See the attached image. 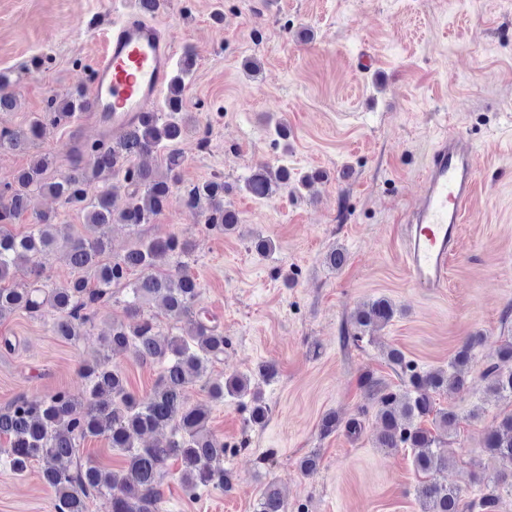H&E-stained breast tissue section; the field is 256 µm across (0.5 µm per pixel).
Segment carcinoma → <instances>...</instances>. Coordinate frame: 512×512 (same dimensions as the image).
Returning a JSON list of instances; mask_svg holds the SVG:
<instances>
[{
  "label": "carcinoma",
  "instance_id": "1",
  "mask_svg": "<svg viewBox=\"0 0 512 512\" xmlns=\"http://www.w3.org/2000/svg\"><path fill=\"white\" fill-rule=\"evenodd\" d=\"M196 54L187 48L170 77L168 94L158 112L143 113L141 120L108 145L96 140L75 149L70 167L56 181L46 173L55 166V156L36 150L44 125L72 123L88 111L90 101L78 88L65 100L51 101L48 110L34 116L24 127L0 129V153L33 151L28 167L14 183L0 188V283L25 271L29 286H0V320L17 310L36 313L46 306L56 313L55 335L75 343L83 328L112 299V287L125 288L124 308L128 321L114 322L102 337V350L79 365L86 390L81 398L65 390L48 397L23 395L0 411V468L15 475L25 474L34 463L41 464L40 477L54 493L53 512H88L87 499L103 495L111 512H160L163 498L161 479L166 463L179 465L183 490L225 489L230 472L224 468V441L213 434L208 422L211 404L225 398H249L248 424L263 425L269 407L250 376L234 373L208 380L207 399L190 403L187 392L196 385L207 367L224 356V333L197 311L200 288L181 258L191 244L176 235L165 239H142L115 259L105 258L106 239L94 229L103 224H124L135 230L149 224L168 206L181 184L184 156L177 149L186 131L182 116L185 79L193 72ZM19 80L13 70H0V112L17 106L13 91ZM163 155V169L136 164L134 160ZM120 177L133 186L126 204L116 209L112 184ZM318 177L311 173L292 177L288 166L275 169L261 165L244 179L243 188L256 199H265L281 187L294 191L310 189ZM234 186L221 177L184 188V206L203 220L207 230L224 235L238 225L236 212L225 201ZM48 193L62 207L83 214L85 232L75 234L60 221L58 213L39 211L36 196ZM34 224L17 235L10 224L26 212ZM62 250L70 266L80 275L57 288L45 287L47 262ZM93 271V277L82 275ZM159 302L168 317L180 324L178 333L163 334L145 306ZM394 305L376 299L360 311L354 330L343 342L354 344L365 335L382 329L394 318ZM483 336L474 334L456 349L448 367L419 370L395 347L385 352L390 368L401 384L394 389L370 371L359 377L361 387L372 396L377 433L375 445L385 451L410 448L421 477L416 496L423 512H463L461 489L441 480L448 471L446 437L456 430L458 416L435 409L434 395L463 387ZM130 352L142 362L159 366V376L146 396L128 387L124 371L111 357ZM486 392L512 400V336L499 346L497 361L481 372ZM432 418L435 430L421 425ZM170 428L163 443L141 445L137 439L159 428ZM103 437L110 448L125 459L119 470L106 469L88 460L78 461L80 442ZM484 448L503 468L484 484L483 493L467 504L468 512H498L502 495H512V412L503 414L484 435ZM254 512H286L280 487L268 483L254 505Z\"/></svg>",
  "mask_w": 512,
  "mask_h": 512
}]
</instances>
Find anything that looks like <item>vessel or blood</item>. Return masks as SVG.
Listing matches in <instances>:
<instances>
[{
    "instance_id": "obj_1",
    "label": "vessel or blood",
    "mask_w": 512,
    "mask_h": 512,
    "mask_svg": "<svg viewBox=\"0 0 512 512\" xmlns=\"http://www.w3.org/2000/svg\"><path fill=\"white\" fill-rule=\"evenodd\" d=\"M175 44L157 25L130 14L111 23L89 84L86 125L116 137L136 123L167 81ZM474 154L463 135L446 132L435 142L419 188L401 222L413 287H446L450 260L473 195Z\"/></svg>"
}]
</instances>
